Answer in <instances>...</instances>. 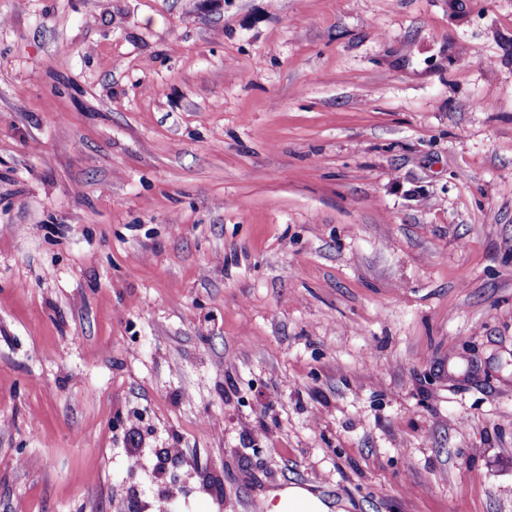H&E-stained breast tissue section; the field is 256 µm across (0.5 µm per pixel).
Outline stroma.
I'll list each match as a JSON object with an SVG mask.
<instances>
[{"label":"stroma","mask_w":512,"mask_h":512,"mask_svg":"<svg viewBox=\"0 0 512 512\" xmlns=\"http://www.w3.org/2000/svg\"><path fill=\"white\" fill-rule=\"evenodd\" d=\"M292 484L512 512V0H0V512Z\"/></svg>","instance_id":"1"}]
</instances>
